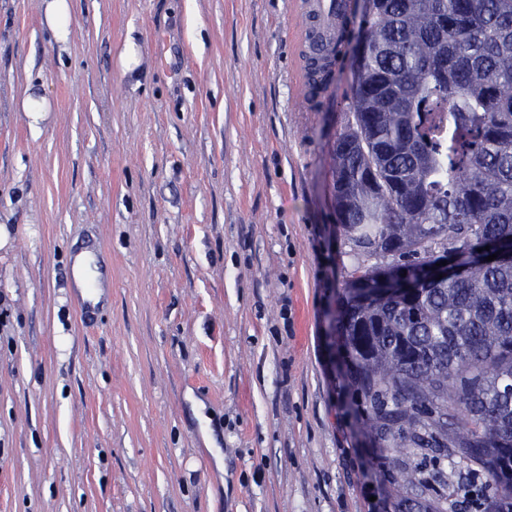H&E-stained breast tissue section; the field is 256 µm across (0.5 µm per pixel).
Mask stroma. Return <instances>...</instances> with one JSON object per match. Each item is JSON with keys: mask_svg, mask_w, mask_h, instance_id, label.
Segmentation results:
<instances>
[{"mask_svg": "<svg viewBox=\"0 0 512 512\" xmlns=\"http://www.w3.org/2000/svg\"><path fill=\"white\" fill-rule=\"evenodd\" d=\"M71 4L58 42L0 0V512H392L338 323L351 64L313 110L289 0ZM72 268L74 277V288L83 299L93 302L99 300L102 292L100 282V272L97 270L96 258L92 250L81 249L73 255ZM95 282V286H90V281ZM88 288H97L98 290L90 291Z\"/></svg>", "mask_w": 512, "mask_h": 512, "instance_id": "stroma-1", "label": "stroma"}]
</instances>
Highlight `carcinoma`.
<instances>
[{
	"label": "carcinoma",
	"instance_id": "1",
	"mask_svg": "<svg viewBox=\"0 0 512 512\" xmlns=\"http://www.w3.org/2000/svg\"><path fill=\"white\" fill-rule=\"evenodd\" d=\"M358 26L332 176L374 461L395 512H512V258L472 253L512 245V0H364ZM441 253L462 271L430 280ZM382 275L412 287L367 298Z\"/></svg>",
	"mask_w": 512,
	"mask_h": 512
}]
</instances>
